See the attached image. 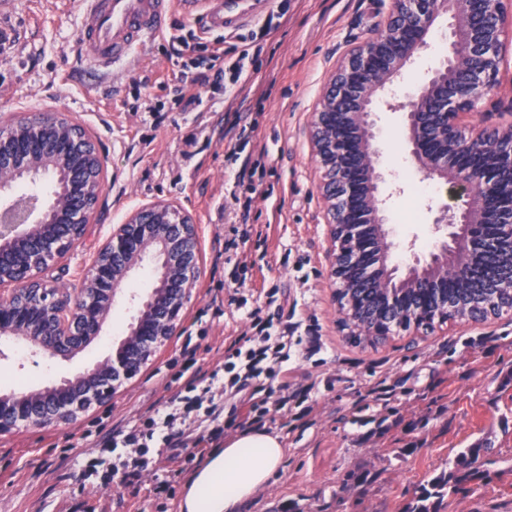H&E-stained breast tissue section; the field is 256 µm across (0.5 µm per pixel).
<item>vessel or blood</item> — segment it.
Listing matches in <instances>:
<instances>
[{"label":"vessel or blood","instance_id":"obj_1","mask_svg":"<svg viewBox=\"0 0 512 512\" xmlns=\"http://www.w3.org/2000/svg\"><path fill=\"white\" fill-rule=\"evenodd\" d=\"M79 49L101 72L133 61L148 43L164 35L174 8L203 12L209 30L236 26L241 16H261L265 0H79Z\"/></svg>","mask_w":512,"mask_h":512}]
</instances>
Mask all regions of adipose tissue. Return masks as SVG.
Returning a JSON list of instances; mask_svg holds the SVG:
<instances>
[{"mask_svg":"<svg viewBox=\"0 0 512 512\" xmlns=\"http://www.w3.org/2000/svg\"><path fill=\"white\" fill-rule=\"evenodd\" d=\"M278 435L247 430L228 437L185 480L180 512H239L279 471Z\"/></svg>","mask_w":512,"mask_h":512,"instance_id":"adipose-tissue-1","label":"adipose tissue"}]
</instances>
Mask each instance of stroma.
Listing matches in <instances>:
<instances>
[{
  "mask_svg": "<svg viewBox=\"0 0 512 512\" xmlns=\"http://www.w3.org/2000/svg\"><path fill=\"white\" fill-rule=\"evenodd\" d=\"M286 2L280 27L261 41L249 77L211 112H185L169 81L178 58L168 38L148 44L131 66L94 77L75 62L80 35L76 0H15L0 14L11 38L0 51V119L32 112H63L92 137L105 159L98 214L83 242L43 277L70 288L90 264L113 225L137 207L171 201L199 230L202 272L185 309L184 332L205 331L195 360L213 369L224 363L232 338L247 330L234 299L264 300L275 292L280 314L315 337L320 350L291 351L297 368L290 391L310 388L303 404L288 403L266 422L286 450L270 484L241 512H406L422 488L459 469L473 444L493 459L490 482L470 492L428 500L435 512H512V317L483 323H448L434 331L400 333L378 346L345 337L325 253L330 246L324 204L317 191L309 123L316 101L352 45L368 39L388 14L390 0H267ZM250 142L237 159L228 148L240 132ZM380 165L388 192L387 216L401 248L394 263L425 254L435 238L432 207L448 202L445 190H418L408 166L398 117L381 122ZM265 169L252 173L256 157ZM236 190L250 210L251 233L236 253L255 267H235L226 251L239 210L227 199ZM118 311L112 326L71 361L41 358L0 345V391L41 385L102 357L126 330ZM181 335L123 384L110 406L62 430H24L0 436V512H178L184 474L195 462L173 460L169 448L148 452L150 465L129 497L121 475L87 474L112 431L134 424L171 398L158 373L166 369ZM182 470L169 492L157 482Z\"/></svg>",
  "mask_w": 512,
  "mask_h": 512,
  "instance_id": "35a3bbf8",
  "label": "stroma"
}]
</instances>
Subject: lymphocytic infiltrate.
<instances>
[{"label": "lymphocytic infiltrate", "instance_id": "lymphocytic-infiltrate-1", "mask_svg": "<svg viewBox=\"0 0 512 512\" xmlns=\"http://www.w3.org/2000/svg\"><path fill=\"white\" fill-rule=\"evenodd\" d=\"M248 62V50L225 56L224 43L219 40L212 44L208 56L174 72L171 82L179 101L195 108L203 102L201 87L220 84L229 91L245 82ZM238 305L246 310L251 333L233 340L224 367L209 371L191 368L193 338L185 336L180 350L183 363L173 376L181 384L178 395L107 440V447L124 451L122 468H145L148 448L153 444L181 448L189 442L204 450L220 435L216 426L220 418H227L233 429L260 428L271 408L287 404V397H275L274 391L287 389L292 372L290 351L303 339L289 334L278 315L264 313V306H248L243 298Z\"/></svg>", "mask_w": 512, "mask_h": 512}]
</instances>
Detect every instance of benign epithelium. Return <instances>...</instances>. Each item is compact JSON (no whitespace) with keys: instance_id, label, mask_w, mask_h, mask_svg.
I'll use <instances>...</instances> for the list:
<instances>
[{"instance_id":"1","label":"benign epithelium","mask_w":512,"mask_h":512,"mask_svg":"<svg viewBox=\"0 0 512 512\" xmlns=\"http://www.w3.org/2000/svg\"><path fill=\"white\" fill-rule=\"evenodd\" d=\"M440 31L445 52L396 105L409 165L441 186L453 204L432 212L436 240L404 267L391 262L398 244L381 191L377 106L403 68ZM512 40V0H392L372 36L341 58L311 113L318 192L332 248L328 277L340 324L372 344L406 321H448V289L478 283L512 288V123L474 124L479 104L499 84ZM41 112L0 124V340L53 364L102 335L118 301L131 312L123 336L102 359L41 387L0 393V436L59 428L112 402L182 329L201 273L197 225L182 208L158 201L134 210L98 251L73 288L42 272L87 235L104 184L88 169L104 159L90 136ZM50 180L52 191L17 197L15 188ZM154 274L144 295L128 284L144 265Z\"/></svg>"}]
</instances>
